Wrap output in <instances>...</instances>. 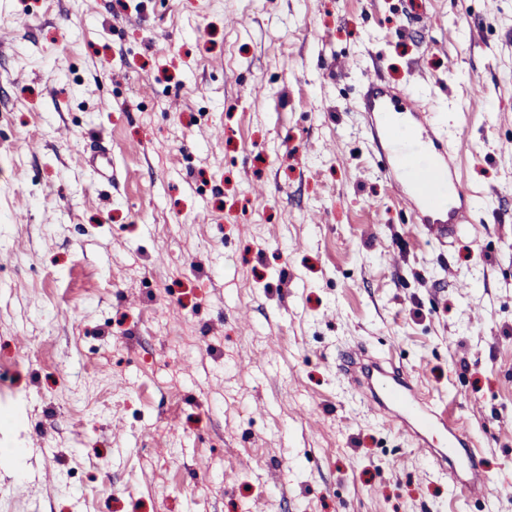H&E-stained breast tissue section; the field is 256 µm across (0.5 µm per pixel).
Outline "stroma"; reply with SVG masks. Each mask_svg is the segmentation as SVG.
Masks as SVG:
<instances>
[{
  "mask_svg": "<svg viewBox=\"0 0 512 512\" xmlns=\"http://www.w3.org/2000/svg\"><path fill=\"white\" fill-rule=\"evenodd\" d=\"M1 29L0 512H512V0H0ZM373 69L466 146L450 240L378 165ZM358 348L486 491L371 411ZM340 368L356 387L367 386L377 405L391 410L386 418L400 430L411 433L418 449L426 456L435 457L445 470L448 467L454 472L457 466L466 475L467 479L456 485L461 493L472 492L478 485L481 489L485 486L481 454L470 448V437L439 414L429 400L413 392L408 379L378 364L360 363V374L355 366L340 364ZM430 435L442 437L440 448H433Z\"/></svg>",
  "mask_w": 512,
  "mask_h": 512,
  "instance_id": "35a3bbf8",
  "label": "stroma"
}]
</instances>
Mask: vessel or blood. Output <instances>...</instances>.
Returning <instances> with one entry per match:
<instances>
[{
  "mask_svg": "<svg viewBox=\"0 0 512 512\" xmlns=\"http://www.w3.org/2000/svg\"><path fill=\"white\" fill-rule=\"evenodd\" d=\"M361 110L379 151L384 171L404 204L410 223L424 225L436 240L470 223L473 198L459 181L460 158L449 146L444 116L412 96L396 95L379 75L367 76ZM356 387L368 388L374 402L389 409V421L411 433L417 447L443 467L459 468L461 493L484 482L481 454L470 438L412 390L408 379L380 365L343 369Z\"/></svg>",
  "mask_w": 512,
  "mask_h": 512,
  "instance_id": "obj_1",
  "label": "vessel or blood"
}]
</instances>
